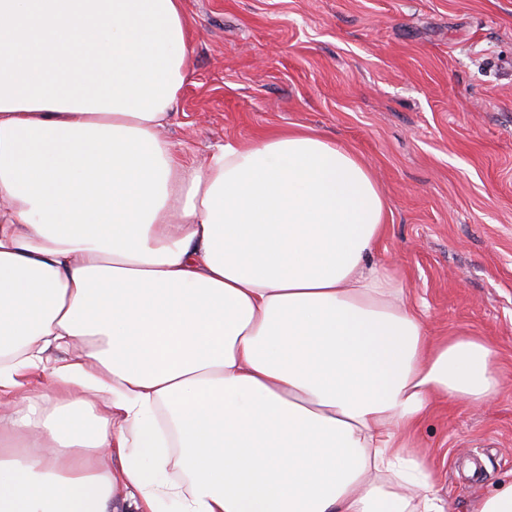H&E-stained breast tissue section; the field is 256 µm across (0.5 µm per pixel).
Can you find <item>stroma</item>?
Returning <instances> with one entry per match:
<instances>
[{"instance_id": "stroma-1", "label": "stroma", "mask_w": 512, "mask_h": 512, "mask_svg": "<svg viewBox=\"0 0 512 512\" xmlns=\"http://www.w3.org/2000/svg\"><path fill=\"white\" fill-rule=\"evenodd\" d=\"M192 67L165 137L215 146L310 127L387 202L372 259L431 338L498 347L505 388L435 403L418 444L444 512L512 478V0H183Z\"/></svg>"}]
</instances>
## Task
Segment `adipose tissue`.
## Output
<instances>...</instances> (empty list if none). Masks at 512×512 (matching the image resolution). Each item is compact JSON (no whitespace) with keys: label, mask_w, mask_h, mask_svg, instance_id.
I'll return each instance as SVG.
<instances>
[{"label":"adipose tissue","mask_w":512,"mask_h":512,"mask_svg":"<svg viewBox=\"0 0 512 512\" xmlns=\"http://www.w3.org/2000/svg\"><path fill=\"white\" fill-rule=\"evenodd\" d=\"M189 63L182 0H0V512H441L414 439L497 394L496 346L431 339L368 265L351 149L187 161Z\"/></svg>","instance_id":"obj_1"}]
</instances>
